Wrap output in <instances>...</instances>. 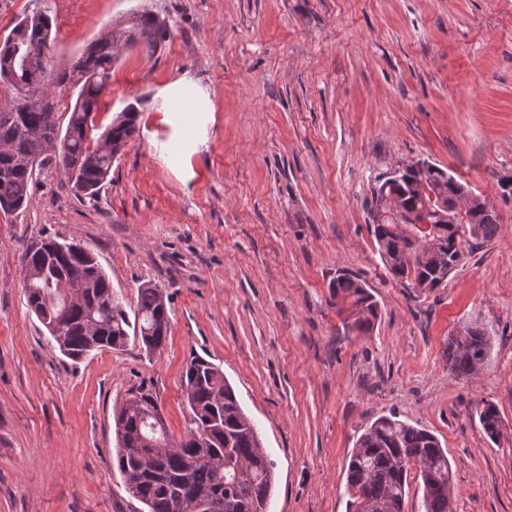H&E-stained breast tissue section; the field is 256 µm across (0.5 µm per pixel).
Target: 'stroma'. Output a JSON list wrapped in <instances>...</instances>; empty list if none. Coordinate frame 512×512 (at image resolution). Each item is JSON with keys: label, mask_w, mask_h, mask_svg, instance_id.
<instances>
[{"label": "stroma", "mask_w": 512, "mask_h": 512, "mask_svg": "<svg viewBox=\"0 0 512 512\" xmlns=\"http://www.w3.org/2000/svg\"><path fill=\"white\" fill-rule=\"evenodd\" d=\"M40 6L55 77L140 16L163 38L119 49L91 136L129 105L137 130L97 197L46 168L26 207L0 211V512H144L112 462L114 414L149 388L183 438L196 355L276 463L268 512H345L346 460L390 413L447 451L454 512H512V196L499 188L512 174V0H0V41ZM186 71L215 112L183 180L160 156L157 92ZM423 161L500 217L431 292L388 272L369 216L375 176ZM42 236L90 251L126 310L139 285L161 288L164 346L63 356L22 288V255ZM341 273L379 304L368 331L336 311ZM467 325L492 349L464 378L446 346ZM486 401L495 441L475 416Z\"/></svg>", "instance_id": "35a3bbf8"}]
</instances>
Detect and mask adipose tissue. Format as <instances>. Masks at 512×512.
<instances>
[{
    "mask_svg": "<svg viewBox=\"0 0 512 512\" xmlns=\"http://www.w3.org/2000/svg\"><path fill=\"white\" fill-rule=\"evenodd\" d=\"M162 121L171 129L167 159L177 164L181 176H189L190 160L209 141V127L214 122L210 95L190 73H182L164 85L157 94Z\"/></svg>",
    "mask_w": 512,
    "mask_h": 512,
    "instance_id": "1",
    "label": "adipose tissue"
}]
</instances>
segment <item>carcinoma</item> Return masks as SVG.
Here are the masks:
<instances>
[{
  "label": "carcinoma",
  "mask_w": 512,
  "mask_h": 512,
  "mask_svg": "<svg viewBox=\"0 0 512 512\" xmlns=\"http://www.w3.org/2000/svg\"><path fill=\"white\" fill-rule=\"evenodd\" d=\"M51 18L36 10L13 29L20 44L30 50V60L16 55L11 37L0 44V81L16 90L10 104L0 107V143L11 153L0 155V209L16 211L28 204L35 170L55 164L72 184L79 198H95L110 175L114 151L127 145L137 130L138 113L132 106L117 113L98 140L89 136L99 97L112 77V64L120 44L142 41L152 48L161 35L154 19L142 16L128 33H111L91 44L76 61L72 72L62 77L78 90L66 129H60L51 91L46 86ZM440 190L448 205L470 190L442 168L435 173L408 171L399 179L375 182L372 190V235L381 259L396 276L420 290L439 287L463 257L461 225L436 221L438 204L428 192ZM466 211L471 234L493 238L499 217L485 207L478 195ZM27 306L42 325L64 317L61 335L51 342L70 359H79L95 349L122 348L133 339L148 353L167 339L169 315L163 292L149 284L137 291L134 317L128 312L112 283L91 253L70 248L60 253L42 247L30 254L28 268L21 270ZM77 280L83 295L69 308L55 299L57 285ZM336 303L351 311L360 331L371 328L377 318V302L359 278L342 274L331 284ZM466 342L448 339V367L458 376H470L488 358L491 341L478 328H466ZM186 399L191 427L185 437L170 442L146 464L136 449L153 432L154 420L119 409L115 416L120 473L140 472L132 497L146 512H210L208 502L224 498V512H266L273 481L274 463L253 421L238 403L223 372L202 357L186 365ZM483 432L493 441L500 413L493 403H484L478 413ZM350 499L346 512H403L410 482L422 489L423 512H448L452 497L451 466L447 452L429 430L409 424L398 416H380L356 441L347 463Z\"/></svg>",
  "instance_id": "carcinoma-1"
}]
</instances>
